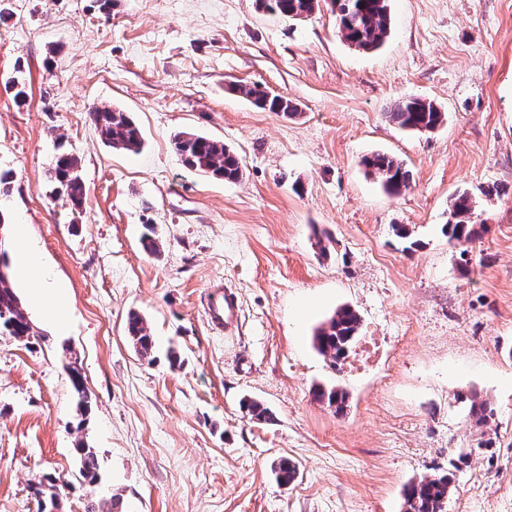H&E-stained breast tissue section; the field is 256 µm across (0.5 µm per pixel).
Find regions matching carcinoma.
Listing matches in <instances>:
<instances>
[{
    "label": "carcinoma",
    "mask_w": 512,
    "mask_h": 512,
    "mask_svg": "<svg viewBox=\"0 0 512 512\" xmlns=\"http://www.w3.org/2000/svg\"><path fill=\"white\" fill-rule=\"evenodd\" d=\"M260 8L272 15L292 20L310 16L320 7L321 0H257ZM333 13L338 21L341 37L350 46L370 51L379 48L390 30L389 0H330ZM255 107L281 114L285 117L298 114V107L287 97L272 94L255 86L245 90ZM91 121L106 142L116 150L136 152L141 148L143 137L139 127L130 115L119 108H95L90 113ZM387 117L401 129L410 131H433L446 121L442 112L430 101L420 98H407L394 102ZM172 144L189 168L226 182L237 181L243 173L242 159L220 140L191 132L180 131L174 134ZM366 168L375 175L386 193L397 196L408 187L411 173L396 158L377 153L364 159ZM51 181L56 192L67 198L73 207L81 208L85 202L86 189L79 173L78 159L68 153L59 155L51 173ZM450 219L444 225L443 233L448 243L457 247H466L482 238L487 225L474 221V201L471 194H459L451 204ZM0 266L6 272L0 275V334H8L15 339H24L32 335V326L26 308L16 294L10 277L7 253L0 249ZM361 326V317L357 311L345 306L338 309L314 334L317 350L331 359L332 365L350 349ZM127 331L137 352L147 357L153 350V340L143 319L136 313L129 315ZM70 381L78 410L90 411V401L86 393L80 369L68 367ZM314 399L343 413L347 393L336 387L317 388ZM248 415L256 420L267 421L271 413L261 402L246 399L242 402ZM469 416L480 428L494 419L495 409L485 401H472ZM79 462L80 475L91 485L100 480L98 462L94 449L80 442L75 448ZM437 468V472L407 487L404 496L405 512H445L448 498L454 489L453 469ZM276 479L288 485L297 475L296 466L287 459H281L274 467Z\"/></svg>",
    "instance_id": "1"
}]
</instances>
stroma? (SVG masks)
<instances>
[{"mask_svg":"<svg viewBox=\"0 0 512 512\" xmlns=\"http://www.w3.org/2000/svg\"><path fill=\"white\" fill-rule=\"evenodd\" d=\"M375 51L349 46L329 5L288 21L256 0H6L0 7V210L27 225L67 294L60 336L36 309L23 342L0 336V512H84L77 443L97 452L119 512H404V489L481 438L447 512H512V0H390ZM28 92L17 103L8 85ZM287 96L288 118L244 88ZM418 97L433 132L388 121ZM129 112L138 152L112 149L92 107ZM194 131L243 160L228 183L186 168L171 138ZM76 156L82 208L53 196L56 154ZM386 153L412 174L388 196L362 165ZM498 185L484 196L480 187ZM490 227L468 253L442 233L453 198ZM153 225L157 253L141 236ZM407 225L415 245L392 232ZM238 329L211 326L216 287ZM380 363L332 366L313 334L337 308ZM138 313L154 347L127 333ZM91 410H75L67 368ZM348 394L343 415L312 389ZM496 410L485 429L470 396ZM252 398L271 421L242 407ZM296 463L280 484L272 467ZM387 117L400 129L431 132L446 121V113L431 101L420 98H407L395 101L387 112Z\"/></svg>","mask_w":512,"mask_h":512,"instance_id":"35a3bbf8","label":"stroma"}]
</instances>
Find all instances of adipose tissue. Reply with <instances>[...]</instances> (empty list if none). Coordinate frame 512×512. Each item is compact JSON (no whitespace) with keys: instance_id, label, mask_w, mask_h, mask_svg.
<instances>
[{"instance_id":"obj_1","label":"adipose tissue","mask_w":512,"mask_h":512,"mask_svg":"<svg viewBox=\"0 0 512 512\" xmlns=\"http://www.w3.org/2000/svg\"><path fill=\"white\" fill-rule=\"evenodd\" d=\"M16 261L20 274L29 287L34 304L57 327H64L65 291L49 283L45 268L32 248L27 227L23 224L17 227Z\"/></svg>"}]
</instances>
